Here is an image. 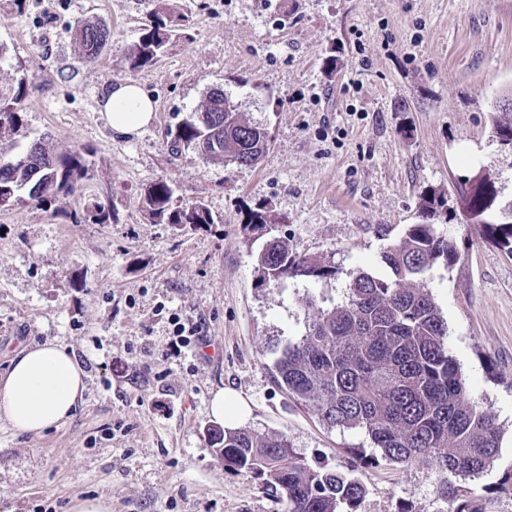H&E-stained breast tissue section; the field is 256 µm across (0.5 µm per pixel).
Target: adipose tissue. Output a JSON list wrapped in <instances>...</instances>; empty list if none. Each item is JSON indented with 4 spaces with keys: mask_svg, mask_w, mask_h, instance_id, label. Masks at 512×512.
I'll list each match as a JSON object with an SVG mask.
<instances>
[{
    "mask_svg": "<svg viewBox=\"0 0 512 512\" xmlns=\"http://www.w3.org/2000/svg\"><path fill=\"white\" fill-rule=\"evenodd\" d=\"M108 127L127 137L149 125L154 104L136 82H118L103 93ZM87 374L74 353L48 340L25 348L0 380V420L19 433L38 434L65 422L86 390Z\"/></svg>",
    "mask_w": 512,
    "mask_h": 512,
    "instance_id": "adipose-tissue-1",
    "label": "adipose tissue"
}]
</instances>
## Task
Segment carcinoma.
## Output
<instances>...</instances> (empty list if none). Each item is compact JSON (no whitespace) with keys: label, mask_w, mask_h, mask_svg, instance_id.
Returning a JSON list of instances; mask_svg holds the SVG:
<instances>
[{"label":"carcinoma","mask_w":512,"mask_h":512,"mask_svg":"<svg viewBox=\"0 0 512 512\" xmlns=\"http://www.w3.org/2000/svg\"><path fill=\"white\" fill-rule=\"evenodd\" d=\"M184 15L169 8L155 13L129 55L142 67L162 57L180 35ZM111 31L103 24H79L76 38L83 59L97 60ZM24 81L0 89V144L26 137L21 102ZM223 88L206 94L197 118L168 131L170 151L203 159L257 165L267 151L260 123L227 121ZM496 137L512 135V89L492 106ZM87 170L78 152H55L40 140L10 157H0V196L41 206L61 194H73ZM483 188L467 190L461 205L483 215L494 203L496 181L486 175ZM164 182L146 193L147 210L166 224H212L203 202L176 204ZM441 194L421 197L420 214L428 219L444 208ZM485 233L499 249L512 254V223L488 222ZM389 280L361 271L344 300L322 307L308 302L312 314L300 340L287 344L275 361L278 384L288 395L310 406L330 428L362 430L381 457L399 463H427L441 475L440 491L451 512H482L480 500L448 477H474L495 461L501 436L495 417L466 394L464 379L448 353V325L430 294L417 280L457 261L448 239L430 224H410L401 239L384 249ZM259 279L278 284L290 277L321 279L330 266L317 257L293 253L275 238L257 259ZM216 443L224 448V465L260 476L279 492L286 512H359L366 489L352 473L312 467L296 456L284 435H260L247 429H222Z\"/></svg>","instance_id":"1"}]
</instances>
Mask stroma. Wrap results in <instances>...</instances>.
Segmentation results:
<instances>
[{
  "mask_svg": "<svg viewBox=\"0 0 512 512\" xmlns=\"http://www.w3.org/2000/svg\"><path fill=\"white\" fill-rule=\"evenodd\" d=\"M163 0H0V86L25 82L28 138L81 152L80 190L52 205L0 210V377L46 340L88 377L64 424L18 434L0 421V512H70L105 497L112 512H284L261 477L227 469L209 406L220 389L250 405L246 429L286 436L311 465L356 470L361 512H450L425 464L361 458L362 432L324 426L275 381V361L305 333L309 299L340 302L359 271L383 274V249L419 223L423 194L447 201L432 224L458 253L421 280L448 324V351L471 396L502 429L493 465L466 480L486 512H512V255L460 205L491 174L512 199V150L491 106L512 87V0H174L188 17L160 61L128 55ZM111 39L84 62L74 29ZM138 82L156 102L140 134L119 137L99 102ZM224 87L271 146L240 167L170 152L167 131ZM204 202L210 224H163L145 208L157 182ZM118 214L96 223L89 203ZM265 211L271 232L255 229ZM325 259L317 282L260 284L269 236ZM200 348L167 353L174 319Z\"/></svg>",
  "mask_w": 512,
  "mask_h": 512,
  "instance_id": "1",
  "label": "stroma"
}]
</instances>
